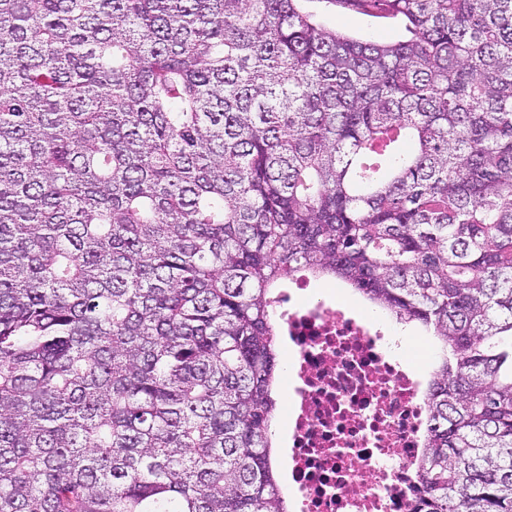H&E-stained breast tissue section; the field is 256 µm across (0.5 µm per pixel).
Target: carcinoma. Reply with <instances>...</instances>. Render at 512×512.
Instances as JSON below:
<instances>
[{"instance_id": "obj_1", "label": "carcinoma", "mask_w": 512, "mask_h": 512, "mask_svg": "<svg viewBox=\"0 0 512 512\" xmlns=\"http://www.w3.org/2000/svg\"><path fill=\"white\" fill-rule=\"evenodd\" d=\"M0 0V512H288L275 292L437 337L411 512H512V0ZM332 0H303L304 12L327 28L346 31L364 39L396 41L406 36L404 24L385 12L370 16L336 6Z\"/></svg>"}]
</instances>
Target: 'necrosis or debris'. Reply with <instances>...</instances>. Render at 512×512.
Here are the masks:
<instances>
[{"instance_id":"1","label":"necrosis or debris","mask_w":512,"mask_h":512,"mask_svg":"<svg viewBox=\"0 0 512 512\" xmlns=\"http://www.w3.org/2000/svg\"><path fill=\"white\" fill-rule=\"evenodd\" d=\"M309 284L296 277L275 304L293 346L288 467L296 512H410L420 491L424 379L335 297L296 300Z\"/></svg>"}]
</instances>
